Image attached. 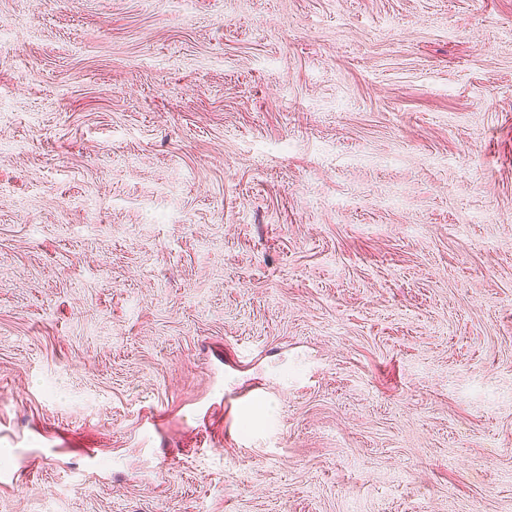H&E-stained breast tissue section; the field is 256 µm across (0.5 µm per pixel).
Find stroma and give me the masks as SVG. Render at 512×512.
<instances>
[{
  "mask_svg": "<svg viewBox=\"0 0 512 512\" xmlns=\"http://www.w3.org/2000/svg\"><path fill=\"white\" fill-rule=\"evenodd\" d=\"M0 512H512V0H0Z\"/></svg>",
  "mask_w": 512,
  "mask_h": 512,
  "instance_id": "1",
  "label": "stroma"
}]
</instances>
